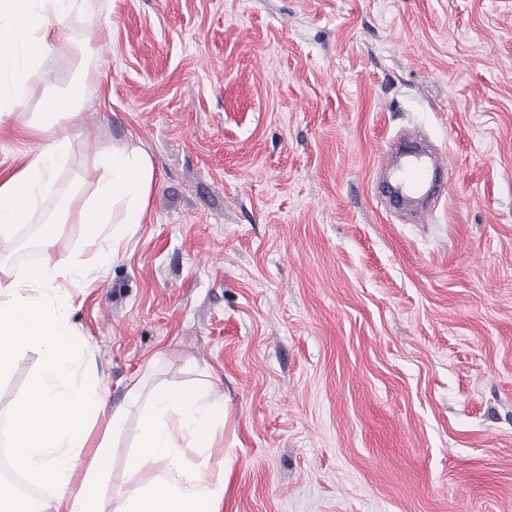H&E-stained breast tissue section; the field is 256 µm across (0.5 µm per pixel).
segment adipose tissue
Returning <instances> with one entry per match:
<instances>
[{
	"label": "adipose tissue",
	"instance_id": "ef3b65f1",
	"mask_svg": "<svg viewBox=\"0 0 512 512\" xmlns=\"http://www.w3.org/2000/svg\"><path fill=\"white\" fill-rule=\"evenodd\" d=\"M88 0H0V128L15 109L35 95L48 107L26 125L35 148L19 166L0 173V242L12 240L21 224L41 225V263L29 272H0V378L23 352L41 354V369L10 415L9 446L15 469L31 483L47 484L50 495L34 500L22 494L0 496V512H220L224 475L213 472L209 451L224 424V401L209 381L189 389L147 387L159 365L153 356L134 378L127 403L113 408L104 391L86 378L90 369L82 351L66 344L74 335L73 299L92 282L94 267L104 266L150 218L158 173L147 149L134 142L110 147L84 144L87 172L94 188L83 195L73 186L58 196L56 177L71 161L72 144L62 134L82 105L77 91L50 95L51 79L42 68L52 51L65 56L75 48L65 19ZM78 219L86 227V259L62 251L59 225ZM36 281L22 290L21 279ZM140 427L120 483L110 498L98 490L110 477L113 440L132 410ZM102 416L100 432L90 414Z\"/></svg>",
	"mask_w": 512,
	"mask_h": 512
}]
</instances>
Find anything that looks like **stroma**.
Returning a JSON list of instances; mask_svg holds the SVG:
<instances>
[{
    "mask_svg": "<svg viewBox=\"0 0 512 512\" xmlns=\"http://www.w3.org/2000/svg\"><path fill=\"white\" fill-rule=\"evenodd\" d=\"M46 54L83 143L134 138L149 223L74 299L112 405L209 378L220 512H512V0H95ZM33 98L0 171L33 143ZM447 156L419 222L373 184L389 143ZM0 379V420L40 369Z\"/></svg>",
    "mask_w": 512,
    "mask_h": 512,
    "instance_id": "1",
    "label": "stroma"
}]
</instances>
